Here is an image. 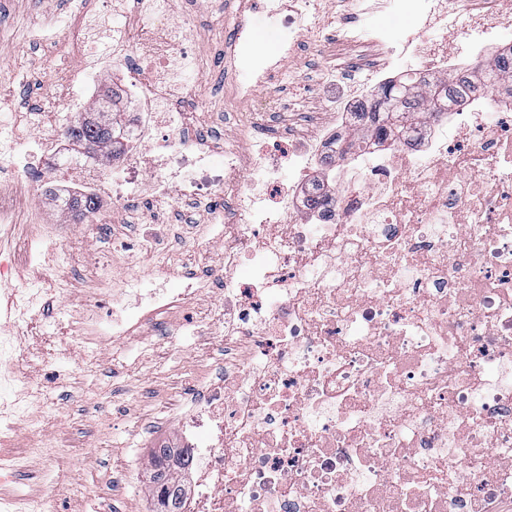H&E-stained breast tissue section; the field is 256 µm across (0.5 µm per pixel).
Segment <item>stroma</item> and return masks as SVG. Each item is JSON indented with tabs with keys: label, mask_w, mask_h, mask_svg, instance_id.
Instances as JSON below:
<instances>
[{
	"label": "stroma",
	"mask_w": 512,
	"mask_h": 512,
	"mask_svg": "<svg viewBox=\"0 0 512 512\" xmlns=\"http://www.w3.org/2000/svg\"><path fill=\"white\" fill-rule=\"evenodd\" d=\"M168 9L175 19L187 17L192 23L191 53L204 72L193 107L203 128L222 130L227 140H235L249 114L235 97L238 76L226 56L233 38L231 0H169ZM333 12L360 29L376 30L390 44L417 24L410 12L372 14L362 0H337ZM74 16L72 0H0V117L41 104L65 109L68 97L86 83L97 91L86 111L104 106L120 111V104L102 102L114 85L111 66L90 64L81 71L68 60L63 26ZM335 32L329 23L302 40L291 77L267 86L260 102L291 112L318 111L313 80L324 66L318 47ZM137 208L163 224L206 227L215 219L212 208L174 200L156 215L147 196ZM72 221L53 196L32 190L13 233L0 230V262L9 261L14 238H33L40 227ZM50 260L42 254L39 264L16 266L13 277L17 287L33 289L45 306L41 325L19 341L23 358L16 370L42 385V395L31 403L47 406L55 418L26 424L11 443L0 445V455L16 464L12 481L0 484V495L42 494L46 512H151L147 462L152 448L172 438L171 417L184 393L205 384L222 363L224 334L213 329L192 349L164 336L90 346L76 327L93 282L77 269L45 279L42 266Z\"/></svg>",
	"instance_id": "1"
}]
</instances>
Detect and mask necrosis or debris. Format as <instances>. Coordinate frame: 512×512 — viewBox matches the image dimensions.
Masks as SVG:
<instances>
[{"mask_svg":"<svg viewBox=\"0 0 512 512\" xmlns=\"http://www.w3.org/2000/svg\"><path fill=\"white\" fill-rule=\"evenodd\" d=\"M165 2L117 3L127 53L114 73L136 106L115 116L121 165L61 163V116L47 111L36 126L52 150L9 146L0 168L105 204L219 202L217 233L178 288L125 278L89 302V340L120 343L170 335L162 314L224 288L190 321L196 336L223 327L224 366L174 417L194 484L184 512H512V106L468 94L416 146L360 147L333 162L330 202L313 209L307 173L352 139L350 114L383 83L381 66L344 83L322 71L314 117L283 124L261 107L238 141L203 138L190 106L200 75L176 70L191 22ZM374 8L420 18L422 32L387 50L419 70L463 71L512 27V0H470L463 31L448 0ZM259 13L278 59L251 50ZM323 18L321 0H237L238 100L279 78ZM176 243L171 225L135 224L112 250L163 271ZM15 355L0 336L1 440L29 419Z\"/></svg>","mask_w":512,"mask_h":512,"instance_id":"necrosis-or-debris-1","label":"necrosis or debris"}]
</instances>
